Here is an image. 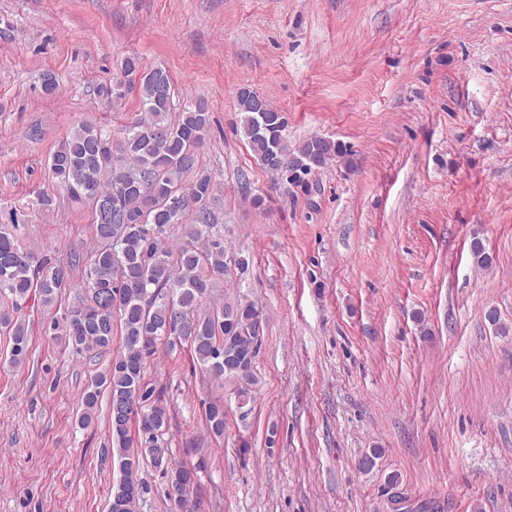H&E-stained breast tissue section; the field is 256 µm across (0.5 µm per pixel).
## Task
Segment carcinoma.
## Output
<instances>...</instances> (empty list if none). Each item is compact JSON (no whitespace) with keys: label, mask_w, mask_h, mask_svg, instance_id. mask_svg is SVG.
<instances>
[{"label":"carcinoma","mask_w":512,"mask_h":512,"mask_svg":"<svg viewBox=\"0 0 512 512\" xmlns=\"http://www.w3.org/2000/svg\"><path fill=\"white\" fill-rule=\"evenodd\" d=\"M122 81L125 92L114 87ZM116 82L101 85L98 96L116 107L136 92L141 117L125 126L117 140L102 128L83 125L49 158L52 175L71 200L102 205L94 220L101 245L86 265L79 302L50 329H61L78 351L98 353L112 347L114 317H119L122 346L85 389L79 423L94 421L101 391L107 390L120 471L111 499L123 501L121 512H139L148 493L141 478L146 457L167 484L177 480L187 490L196 475L167 457L168 411L145 379L157 342L171 348L186 344L202 372L230 381L235 395L249 401L259 353L254 327L261 313L234 299L203 308L230 263L224 236L213 233L214 217L206 207L214 183L198 170V149L210 127L206 106L197 102L176 111L170 74L146 68L136 54L121 59ZM237 104L256 160L275 175L299 181L347 156L341 144L322 137L289 147L282 113L248 87L238 88ZM193 171L192 182L184 183ZM174 224L185 228V240L176 249L169 242ZM79 264L77 254L66 263L40 258L19 245L14 231L0 227V329L12 337L15 362L29 350V330L15 318L21 302L36 294L46 306L58 303L73 285ZM134 408L142 415L137 440L129 430L128 413ZM206 425L213 436H224V402L208 403Z\"/></svg>","instance_id":"cac0c4a2"}]
</instances>
